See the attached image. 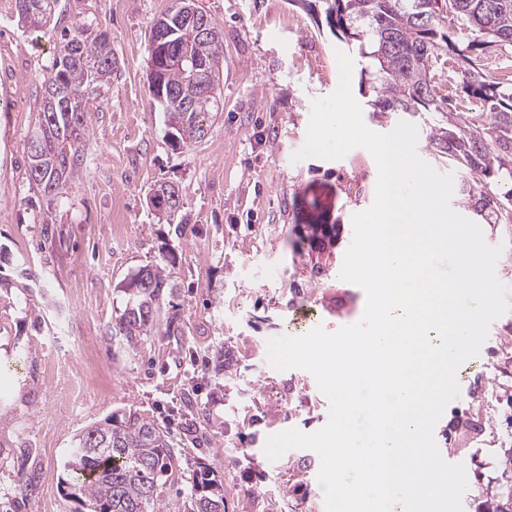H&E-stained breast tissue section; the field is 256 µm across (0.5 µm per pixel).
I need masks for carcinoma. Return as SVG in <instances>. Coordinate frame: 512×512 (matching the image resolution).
<instances>
[{
	"instance_id": "1",
	"label": "carcinoma",
	"mask_w": 512,
	"mask_h": 512,
	"mask_svg": "<svg viewBox=\"0 0 512 512\" xmlns=\"http://www.w3.org/2000/svg\"><path fill=\"white\" fill-rule=\"evenodd\" d=\"M326 24L333 35L358 44L371 60L376 97L375 112L420 117L439 112L441 119L430 126L427 147L455 164L461 172V192L474 210L495 222L512 221L489 179L512 183V83L495 81L483 72L480 59L495 47H512V0H320ZM448 26H442L444 16ZM167 23L175 47L204 63L222 66L214 40L200 37L194 24L170 18V11L157 17L153 26ZM108 35L92 25L79 24L62 35L54 57L51 81L63 78L73 89L65 101L43 92L35 129L36 142H27L31 181L43 193L58 196L83 162L84 124L88 100L105 97L117 58L104 52ZM460 64L462 90L480 100L492 126L481 129L463 121L438 99L431 71L443 56ZM207 87L193 82L178 68L164 76L165 102L160 104L168 135L184 146L201 141L208 122L217 112V101L193 110ZM156 214L169 221L180 210L179 189L161 184L152 198ZM174 291L165 264L141 267L123 288L122 313L112 323L111 333L136 347L162 328L161 306ZM174 462V444L169 429L136 410L114 415L89 425L73 437L61 477L65 500L77 504L75 512H171L163 496L164 476ZM192 490L180 512H225L224 483L213 467L196 462Z\"/></svg>"
}]
</instances>
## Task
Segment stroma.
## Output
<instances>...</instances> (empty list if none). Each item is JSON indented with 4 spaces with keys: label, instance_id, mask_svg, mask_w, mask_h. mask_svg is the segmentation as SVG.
Instances as JSON below:
<instances>
[{
    "label": "stroma",
    "instance_id": "35a3bbf8",
    "mask_svg": "<svg viewBox=\"0 0 512 512\" xmlns=\"http://www.w3.org/2000/svg\"><path fill=\"white\" fill-rule=\"evenodd\" d=\"M172 0H59L49 23L31 31L15 0H0V512H73L59 480L73 436L129 409L168 423L186 458L214 464L226 512H326L319 455L306 448L271 461L267 439L312 433L329 401L303 369L279 371L269 339L359 322L366 294L341 279L352 216L375 198L378 170L364 148L326 160L293 155L306 140L311 102L339 84L337 52L353 59L351 88L366 126L391 132L399 118L372 112L371 66L357 49L318 26L289 0H198L224 32L223 106L207 135L185 148L166 135L146 76L147 40ZM108 31L119 61L103 103L85 120L84 161L66 194L29 180L27 136L60 34L75 24ZM458 112L486 114L460 86L455 59L435 64ZM170 181L182 195L185 234L158 218L148 199ZM502 254L496 270L512 288V223L493 224L451 198ZM173 261L176 315L168 335L137 347L108 330L125 305L123 286L140 266ZM71 309L61 335L95 363L96 386L82 409L59 408L44 362L56 343L46 325ZM480 368L434 430L442 457L463 464V512L512 502V310L496 319ZM261 474L250 492L244 468ZM307 495L284 497L289 474ZM35 478L22 499L20 475Z\"/></svg>",
    "mask_w": 512,
    "mask_h": 512
}]
</instances>
